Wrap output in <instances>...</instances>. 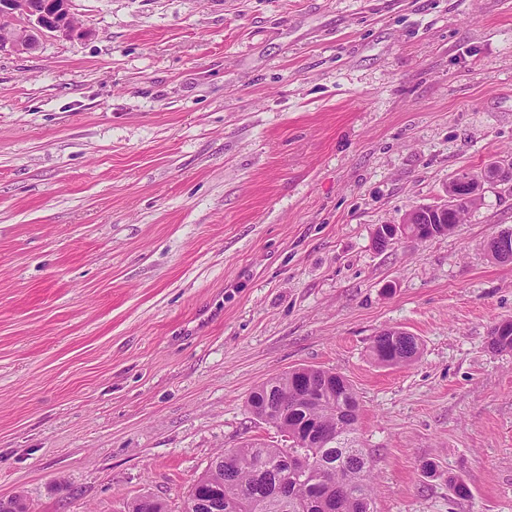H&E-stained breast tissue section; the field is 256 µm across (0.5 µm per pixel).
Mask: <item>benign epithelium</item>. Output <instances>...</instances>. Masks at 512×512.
Here are the masks:
<instances>
[{
  "label": "benign epithelium",
  "mask_w": 512,
  "mask_h": 512,
  "mask_svg": "<svg viewBox=\"0 0 512 512\" xmlns=\"http://www.w3.org/2000/svg\"><path fill=\"white\" fill-rule=\"evenodd\" d=\"M73 0H49L43 8L32 0H0V50L6 47L31 51L46 37L70 38L78 30ZM478 177L463 172L455 177L457 193L451 202L423 206L409 212L401 224H385L382 235L387 242L402 237L427 236L436 224L448 223V209L467 203Z\"/></svg>",
  "instance_id": "benign-epithelium-1"
}]
</instances>
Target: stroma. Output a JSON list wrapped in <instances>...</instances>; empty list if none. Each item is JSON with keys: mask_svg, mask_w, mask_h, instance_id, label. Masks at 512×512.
<instances>
[{"mask_svg": "<svg viewBox=\"0 0 512 512\" xmlns=\"http://www.w3.org/2000/svg\"><path fill=\"white\" fill-rule=\"evenodd\" d=\"M73 11L0 52V500L183 512L217 452L283 444L250 392L314 366L357 393L376 512H512V181L374 243L512 162V0ZM392 327L416 361L372 359ZM478 176H475L468 172H463L454 178L456 183L457 193L451 199V205L448 206L447 200L434 204L432 206H423L414 209L409 212L402 224H385L382 226V235L386 241L390 244L402 237H417V236H428L430 231L433 235L434 226L438 229L439 225L432 224H452L448 225V233L453 231L458 224L462 223L464 215L478 203V200H474L469 208L462 209L458 216L451 222L448 221V209H455L460 205H466L470 193L475 187ZM425 225H431L425 226ZM491 346L501 352L512 351V320H503L491 330Z\"/></svg>", "mask_w": 512, "mask_h": 512, "instance_id": "35a3bbf8", "label": "stroma"}]
</instances>
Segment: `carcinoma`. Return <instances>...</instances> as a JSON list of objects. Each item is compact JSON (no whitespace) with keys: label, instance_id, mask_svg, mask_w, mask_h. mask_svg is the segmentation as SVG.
<instances>
[{"label":"carcinoma","instance_id":"cac0c4a2","mask_svg":"<svg viewBox=\"0 0 512 512\" xmlns=\"http://www.w3.org/2000/svg\"><path fill=\"white\" fill-rule=\"evenodd\" d=\"M491 346L512 351L511 319L494 325ZM370 352L377 363L397 367L415 361L420 344L413 335L384 329ZM303 386L319 391L316 404L293 398ZM248 406L259 410L261 421L288 433V448L254 441L216 454L189 491L184 512H367L375 504L372 461L356 437L360 404L344 376L320 368L292 370L258 385ZM288 450L311 459L315 469L293 474L282 468L279 459ZM325 465L336 471V480L318 481ZM127 512H167V505L143 495L127 504Z\"/></svg>","mask_w":512,"mask_h":512}]
</instances>
